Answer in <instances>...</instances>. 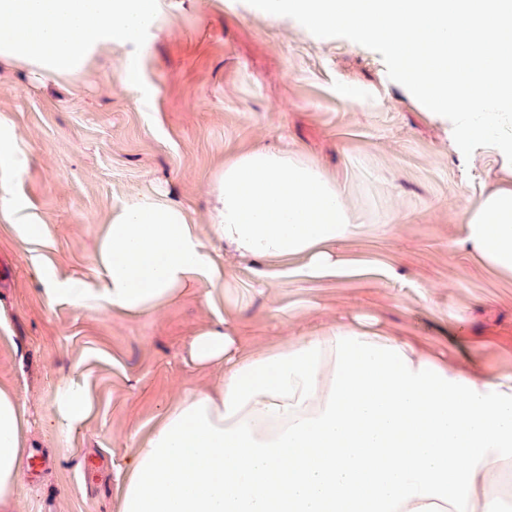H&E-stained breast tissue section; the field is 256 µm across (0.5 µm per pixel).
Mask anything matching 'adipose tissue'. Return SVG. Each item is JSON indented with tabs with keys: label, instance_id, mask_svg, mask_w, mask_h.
<instances>
[{
	"label": "adipose tissue",
	"instance_id": "1",
	"mask_svg": "<svg viewBox=\"0 0 512 512\" xmlns=\"http://www.w3.org/2000/svg\"><path fill=\"white\" fill-rule=\"evenodd\" d=\"M272 17L386 37L409 85L448 111L461 141L484 139L512 156V113L476 109L478 91L512 87V62L491 49L512 38V0H263ZM161 0H0V62L75 81L115 47L141 46ZM499 20L488 27L486 16ZM465 23L452 47L428 30ZM27 166L12 120L0 113V221L36 254L41 219L13 184ZM218 240L245 259H300L297 274L341 272L338 244L375 222L313 161L256 147L226 159L211 185ZM466 249L512 275V181L464 213ZM102 281L45 278L48 301L143 315L224 269L185 210L160 196L115 209L97 244ZM193 360L224 365L217 393L168 407L127 460L119 512H468L485 495L489 462H512V381L475 378L371 325L339 322L259 353L229 326L197 334ZM58 428L92 409L89 391L63 382ZM26 414L0 385V512L24 474Z\"/></svg>",
	"mask_w": 512,
	"mask_h": 512
}]
</instances>
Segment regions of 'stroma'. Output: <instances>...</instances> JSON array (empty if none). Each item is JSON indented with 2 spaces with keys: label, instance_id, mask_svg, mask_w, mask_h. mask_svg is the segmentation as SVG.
Wrapping results in <instances>:
<instances>
[{
  "label": "stroma",
  "instance_id": "stroma-1",
  "mask_svg": "<svg viewBox=\"0 0 512 512\" xmlns=\"http://www.w3.org/2000/svg\"><path fill=\"white\" fill-rule=\"evenodd\" d=\"M141 70L146 96L118 78ZM362 96L364 107L350 103ZM28 158L15 184L38 212L57 280L97 286L111 212L167 194L224 267L143 315L48 304L37 260L0 228V382L14 385L32 455L13 512H116L115 481L141 436L189 392H217L223 364L199 365L191 339L219 321L263 352L336 320H361L432 352L450 369L512 378V278L468 252L462 214L504 176L486 142L460 144L400 78L386 39L314 31L261 0H162L136 53L115 49L75 84L0 64V113ZM298 153L346 181L347 201L398 216L339 245L353 273L262 284L224 247L209 192L231 152ZM77 378L89 418L56 429V395Z\"/></svg>",
  "mask_w": 512,
  "mask_h": 512
}]
</instances>
